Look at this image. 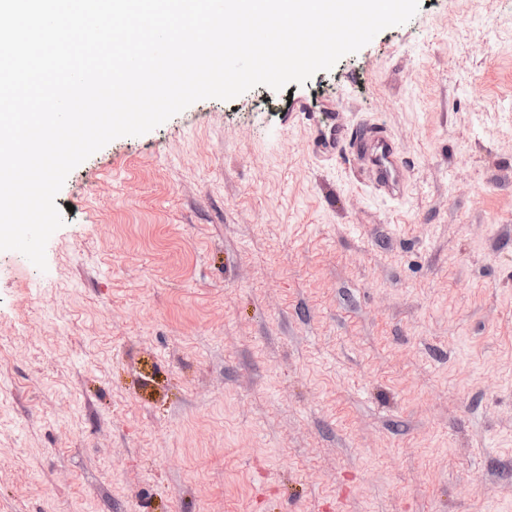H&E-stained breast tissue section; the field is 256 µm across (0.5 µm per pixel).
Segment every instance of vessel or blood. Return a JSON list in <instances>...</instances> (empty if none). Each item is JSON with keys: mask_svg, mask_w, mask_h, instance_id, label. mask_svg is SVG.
Wrapping results in <instances>:
<instances>
[{"mask_svg": "<svg viewBox=\"0 0 512 512\" xmlns=\"http://www.w3.org/2000/svg\"><path fill=\"white\" fill-rule=\"evenodd\" d=\"M300 113L314 132V147L327 154L353 153L371 184L382 194L397 198L405 190V167L399 148L379 127L352 125L331 109L300 106Z\"/></svg>", "mask_w": 512, "mask_h": 512, "instance_id": "obj_1", "label": "vessel or blood"}]
</instances>
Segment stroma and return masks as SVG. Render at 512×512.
Returning a JSON list of instances; mask_svg holds the SVG:
<instances>
[{
    "instance_id": "35a3bbf8",
    "label": "stroma",
    "mask_w": 512,
    "mask_h": 512,
    "mask_svg": "<svg viewBox=\"0 0 512 512\" xmlns=\"http://www.w3.org/2000/svg\"><path fill=\"white\" fill-rule=\"evenodd\" d=\"M382 126L402 197L312 150ZM0 251V512H512V0L203 99Z\"/></svg>"
}]
</instances>
